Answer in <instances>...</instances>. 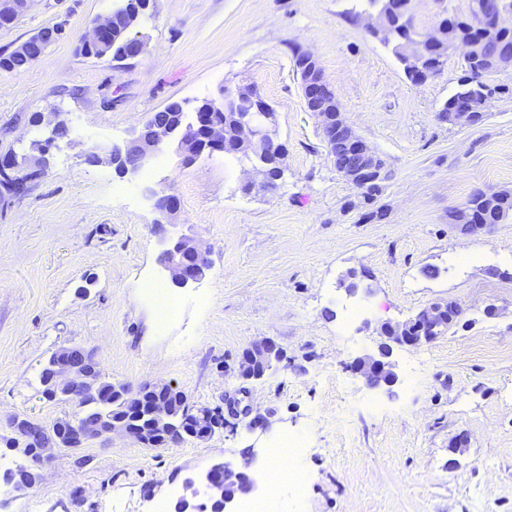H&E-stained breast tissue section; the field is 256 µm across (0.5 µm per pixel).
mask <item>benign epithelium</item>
<instances>
[{
  "mask_svg": "<svg viewBox=\"0 0 512 512\" xmlns=\"http://www.w3.org/2000/svg\"><path fill=\"white\" fill-rule=\"evenodd\" d=\"M31 0H0V25H8L23 12ZM142 10H114L91 22L83 44L101 48L111 34L121 31L131 33ZM59 37V29L55 26L43 27L18 43V52L30 51L35 47H45ZM306 64L310 68L304 70L302 78L308 100V110L321 118V130L329 155L338 171L347 181L359 189L382 182L388 178L384 160L372 151L361 136L345 119L341 107L330 112L331 106L328 84L324 81L317 59L306 54ZM476 105L469 104L456 112L444 114L443 121L455 126H471L480 122L483 113L475 111ZM224 100L205 99L201 107L193 112L190 118L170 128L160 126L150 132L144 126L132 130L121 146H112L105 153L95 149L90 151L85 161L91 165L108 163L114 166H125V173L135 174L147 165L151 159L168 142H177V151L183 162L196 160L205 152H222L227 156L255 153L269 156L279 161L282 157V145L277 136L263 130V124H242L233 138L224 136ZM68 136V128L61 120L49 128V136L32 143V149L38 157L23 156L17 160L16 155L0 157V175L8 178L16 193L26 190L33 178L46 171L50 165L51 149L58 146L59 141ZM159 219L155 224H170L180 210L178 196L168 187L147 189ZM166 257L162 262L169 273L171 281L180 287L199 281L209 266L207 252L199 243L188 236L169 239L161 251ZM459 307L453 302H439L418 312L414 318L396 324L381 326V342L377 352L359 357L351 363L353 371L361 374L367 384L373 388L391 386L397 380L394 372L392 356L394 348L418 346L436 339L441 332L453 325L460 316ZM284 359V351L274 341L263 339L251 343L242 353L240 375L246 380L259 381ZM98 372V363L92 353L78 345L61 346L55 350L48 388L53 397L70 403L82 401L95 392L94 375ZM127 395L128 414L141 413L144 410L154 416L152 431L145 434L131 425L126 419L112 421L109 433L128 436L146 447H163L179 443L183 436H175L177 429H182L184 436L206 438L224 428L223 409L187 407L181 421L176 427L170 420L167 404L173 397L188 402L186 395L171 384L156 383L145 386L133 394L128 386H123ZM9 428L24 436L36 437L45 432L55 436V444L37 448V463L41 464L55 457V453L63 448H82L90 440L96 438L95 427L74 423L70 417L56 421L50 426L15 415L9 420ZM244 473L237 472L228 464L221 465L219 475L209 474L207 488L210 496L219 497L224 503L233 501L234 494H246L253 489L250 483L239 485L237 480Z\"/></svg>",
  "mask_w": 512,
  "mask_h": 512,
  "instance_id": "7a95c632",
  "label": "benign epithelium"
}]
</instances>
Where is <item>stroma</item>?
Masks as SVG:
<instances>
[{"label": "stroma", "instance_id": "35a3bbf8", "mask_svg": "<svg viewBox=\"0 0 512 512\" xmlns=\"http://www.w3.org/2000/svg\"><path fill=\"white\" fill-rule=\"evenodd\" d=\"M114 0H34L0 53L37 29L62 33L23 72H0V153L46 131L36 113L69 128L52 167L0 200V419L52 424L71 403L42 394L51 352H95L107 380L169 383L196 406H224L206 440L150 448L121 436L94 440L40 465L28 488H0V512H174L187 480L217 461L247 465L290 435L302 479L281 485V512H512V217L471 232L450 223L471 192H512V68L483 121L459 127L438 113L467 64L450 51L439 74L408 80L391 47L368 31L358 0H150L133 61L88 58L90 22ZM419 35L441 9L470 0H412ZM315 55L356 132L389 177L373 203L335 169L303 99L295 52ZM254 89L273 110L284 148L275 190L243 191L248 166L221 154L184 165L161 152L133 176L88 164L93 148L122 142L168 102L196 103ZM179 196L175 225L158 230L150 187ZM383 219L366 220L371 211ZM187 233L210 268L173 286L162 240ZM352 268L365 287L340 286ZM179 298L160 325L152 284ZM438 300L459 304L457 324L430 343L395 349L397 381L369 387L353 359L376 350L381 325ZM494 315H487V308ZM269 338L288 360L259 382L238 375L243 350ZM468 446L452 453L456 435Z\"/></svg>", "mask_w": 512, "mask_h": 512}]
</instances>
